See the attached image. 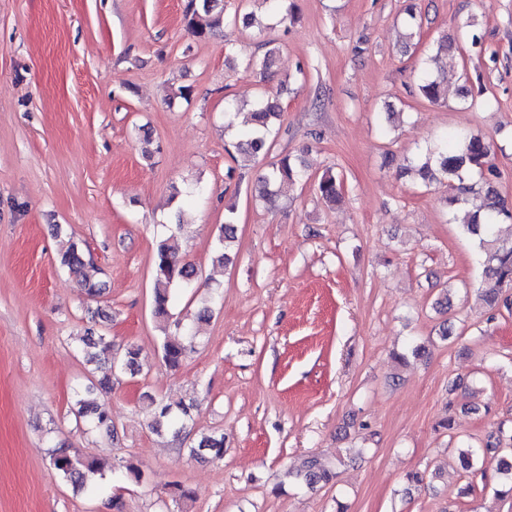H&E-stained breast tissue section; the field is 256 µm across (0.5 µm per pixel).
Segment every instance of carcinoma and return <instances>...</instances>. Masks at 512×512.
Wrapping results in <instances>:
<instances>
[{
    "label": "carcinoma",
    "instance_id": "carcinoma-1",
    "mask_svg": "<svg viewBox=\"0 0 512 512\" xmlns=\"http://www.w3.org/2000/svg\"><path fill=\"white\" fill-rule=\"evenodd\" d=\"M267 11L278 17V22L291 24L296 20V7L290 0H262ZM234 26L262 30L259 17L253 12L239 11L227 16L224 14V0H190L184 14L185 27L192 36L205 38L220 30L223 23ZM267 50L256 59L248 61L247 66L258 69L262 74H269L276 65L277 48L264 43ZM459 47L455 41L443 36L436 46L435 54L429 64L418 76L417 93L430 103L439 102L445 93L444 74L453 64L455 52ZM291 93L288 84L280 85L274 96H262L246 113L245 124L233 148V159L244 166H249L265 157L271 148L269 134L274 122L282 112V97ZM404 169L414 177L446 188L447 204L456 209H463L469 196L484 195V212H465L461 231L477 242L483 259L485 288L480 294L482 302L490 309L501 304L509 305L512 298V206L502 200L495 189L499 172L490 161V150L484 139L471 133H459L455 136L453 146L448 143L437 145L425 154L404 158ZM305 173L302 161L285 156L268 165L266 171L258 178L256 190L259 197L266 200L277 193L285 184H292ZM315 190L319 198L333 203L341 198L343 182L333 171L326 169L318 178ZM185 225L177 224L169 235L161 238L155 248L153 257L154 288L153 313L155 317L166 322L171 317L170 310L175 302V290L188 288L196 276L193 266L181 261L179 257L180 238ZM60 263L79 280L88 296L95 298L103 293L97 279L99 268L91 255L85 253L74 242L61 253ZM196 335L187 333L177 338L166 337L162 341L160 358L162 363L172 370L181 367L188 353L193 350ZM76 349L81 353L86 364L100 369L111 365L119 371L135 375L141 370L139 352L131 347L124 355L115 358L112 339L105 334L89 331L77 340ZM112 387V377L104 376L97 383L87 388L86 394L76 396L73 413L82 420L90 431H103L112 435V418L108 412L88 394L95 390L108 391ZM142 399L154 410L151 428L157 432H170L178 437L185 433L191 411L196 408L195 401L170 403L162 398L145 392ZM503 453L500 461V474L503 476L501 489L497 495L512 496V448L503 447L502 431L488 436L484 445L460 450L458 460L464 470L474 468L478 458L486 452ZM207 453L210 457L220 459L224 456V435L209 434L202 436L189 453L198 456ZM49 464L55 472L73 487L90 496L97 495L102 489L100 464L95 459H87L72 454L65 447L49 451ZM337 472L328 463L317 456L307 458L295 479L310 489L329 484L336 479Z\"/></svg>",
    "mask_w": 512,
    "mask_h": 512
}]
</instances>
